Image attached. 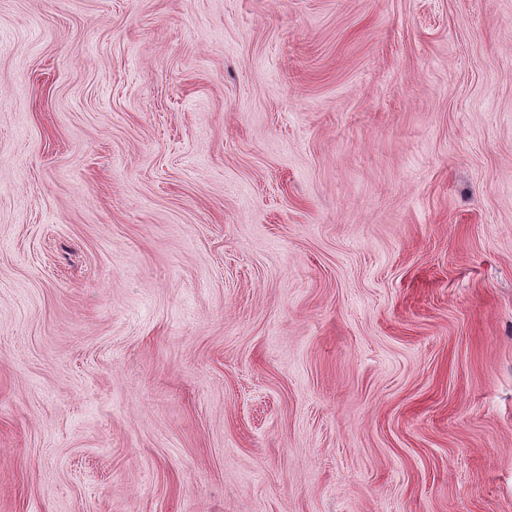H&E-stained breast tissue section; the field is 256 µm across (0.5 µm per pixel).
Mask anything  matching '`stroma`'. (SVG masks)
Here are the masks:
<instances>
[{
    "instance_id": "35a3bbf8",
    "label": "stroma",
    "mask_w": 512,
    "mask_h": 512,
    "mask_svg": "<svg viewBox=\"0 0 512 512\" xmlns=\"http://www.w3.org/2000/svg\"><path fill=\"white\" fill-rule=\"evenodd\" d=\"M0 512H512V0H0Z\"/></svg>"
}]
</instances>
